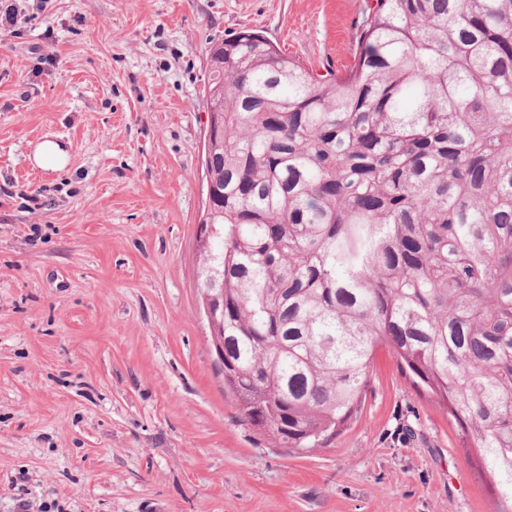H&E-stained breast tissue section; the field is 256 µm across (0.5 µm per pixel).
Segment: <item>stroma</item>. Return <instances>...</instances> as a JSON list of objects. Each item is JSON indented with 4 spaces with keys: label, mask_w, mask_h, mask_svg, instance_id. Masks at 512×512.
Segmentation results:
<instances>
[{
    "label": "stroma",
    "mask_w": 512,
    "mask_h": 512,
    "mask_svg": "<svg viewBox=\"0 0 512 512\" xmlns=\"http://www.w3.org/2000/svg\"><path fill=\"white\" fill-rule=\"evenodd\" d=\"M371 0H16L0 29V512H496L454 419L378 350L301 454L243 422L198 292L211 46L346 71ZM57 142L62 169L37 163Z\"/></svg>",
    "instance_id": "35a3bbf8"
}]
</instances>
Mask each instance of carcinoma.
Listing matches in <instances>:
<instances>
[{
  "label": "carcinoma",
  "mask_w": 512,
  "mask_h": 512,
  "mask_svg": "<svg viewBox=\"0 0 512 512\" xmlns=\"http://www.w3.org/2000/svg\"><path fill=\"white\" fill-rule=\"evenodd\" d=\"M206 72L224 126L200 288L242 419L322 448L384 348L512 512V0H376L333 79L253 31Z\"/></svg>",
  "instance_id": "carcinoma-1"
}]
</instances>
